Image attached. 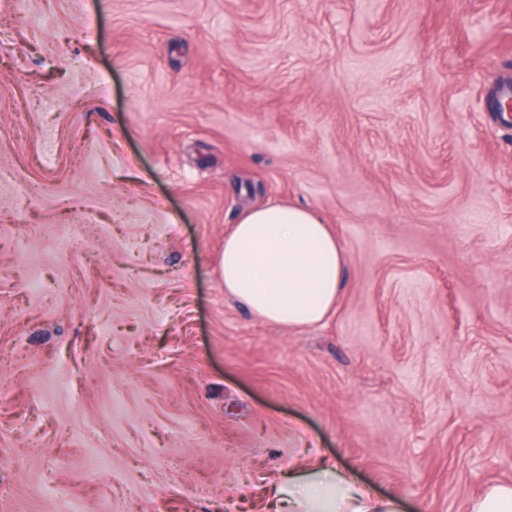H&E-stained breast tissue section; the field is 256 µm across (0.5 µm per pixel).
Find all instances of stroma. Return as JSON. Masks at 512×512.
<instances>
[{
  "label": "stroma",
  "mask_w": 512,
  "mask_h": 512,
  "mask_svg": "<svg viewBox=\"0 0 512 512\" xmlns=\"http://www.w3.org/2000/svg\"><path fill=\"white\" fill-rule=\"evenodd\" d=\"M501 87L512 0H0V512H269L323 459L399 512L512 483ZM278 201L347 256L312 326L219 275Z\"/></svg>",
  "instance_id": "obj_1"
}]
</instances>
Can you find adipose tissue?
Wrapping results in <instances>:
<instances>
[{"instance_id": "ef3b65f1", "label": "adipose tissue", "mask_w": 512, "mask_h": 512, "mask_svg": "<svg viewBox=\"0 0 512 512\" xmlns=\"http://www.w3.org/2000/svg\"><path fill=\"white\" fill-rule=\"evenodd\" d=\"M345 253L312 210L278 202L245 209L224 240V290L261 318L291 328L317 324L336 303ZM277 512H397L323 462L303 477L288 476L275 489Z\"/></svg>"}]
</instances>
